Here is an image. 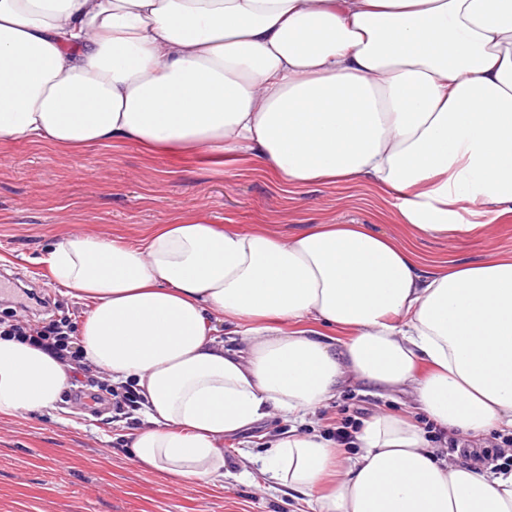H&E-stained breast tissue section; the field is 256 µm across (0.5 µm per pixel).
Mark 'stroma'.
<instances>
[{
  "label": "stroma",
  "instance_id": "obj_1",
  "mask_svg": "<svg viewBox=\"0 0 512 512\" xmlns=\"http://www.w3.org/2000/svg\"><path fill=\"white\" fill-rule=\"evenodd\" d=\"M206 215L216 224L267 229L288 236L311 224H367L407 239L389 198L364 184H311L284 193L247 164L218 167L151 158L135 145L97 146L78 155L29 141L0 144V280L38 286L47 311L80 325L89 307L51 278L41 257L77 229L135 241L178 216ZM427 258L479 261L512 254V218L484 233L420 238ZM410 395L379 397L363 383L346 386L315 417L319 430L341 409L371 417L409 413ZM140 424L111 406L88 410L67 389L52 413L0 418V512H309L303 495L270 490L254 462L269 435L287 434L276 417L224 441L223 480L189 482L142 469L130 442Z\"/></svg>",
  "mask_w": 512,
  "mask_h": 512
}]
</instances>
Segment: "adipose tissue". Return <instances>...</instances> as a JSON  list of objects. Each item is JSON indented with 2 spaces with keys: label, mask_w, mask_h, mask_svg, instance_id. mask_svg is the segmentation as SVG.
<instances>
[{
  "label": "adipose tissue",
  "mask_w": 512,
  "mask_h": 512,
  "mask_svg": "<svg viewBox=\"0 0 512 512\" xmlns=\"http://www.w3.org/2000/svg\"><path fill=\"white\" fill-rule=\"evenodd\" d=\"M20 139L365 183L410 237L478 233L512 216V0H0V144ZM44 262L90 305L88 362L144 399L141 467L221 478L225 438L279 416L259 469L313 512H512V471L444 459L419 424L512 430L511 254L429 270L364 224L197 215L135 244L76 233ZM352 381L415 413L374 414L343 456L314 417ZM67 384L0 337V416L55 410Z\"/></svg>",
  "instance_id": "ef3b65f1"
}]
</instances>
